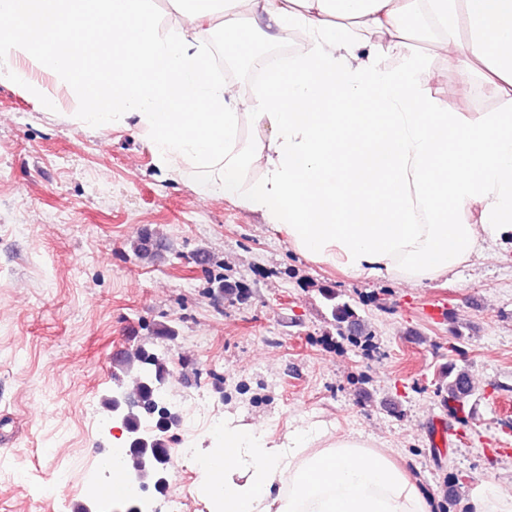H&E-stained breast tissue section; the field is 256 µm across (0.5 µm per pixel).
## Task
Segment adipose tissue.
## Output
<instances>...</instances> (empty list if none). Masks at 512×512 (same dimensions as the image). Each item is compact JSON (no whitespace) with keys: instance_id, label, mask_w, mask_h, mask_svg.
<instances>
[{"instance_id":"ef3b65f1","label":"adipose tissue","mask_w":512,"mask_h":512,"mask_svg":"<svg viewBox=\"0 0 512 512\" xmlns=\"http://www.w3.org/2000/svg\"><path fill=\"white\" fill-rule=\"evenodd\" d=\"M176 0L192 26L161 32L150 0H0V82L43 100L24 60L72 81L80 126L147 131L166 164L209 197L235 196L307 258L377 280L443 277L486 242L512 238V112L471 120L428 95L402 34L414 0ZM465 68L512 96V0H425ZM224 16V52L251 34L310 38L256 97L217 80L196 26ZM385 32L384 44H365ZM365 60H357L358 50ZM397 52L401 71L383 68ZM247 107L258 137L240 135ZM255 183L244 185L247 167ZM480 223H472L473 208ZM216 512H430L418 486L369 440L300 422L272 438L224 418L203 460Z\"/></svg>"}]
</instances>
